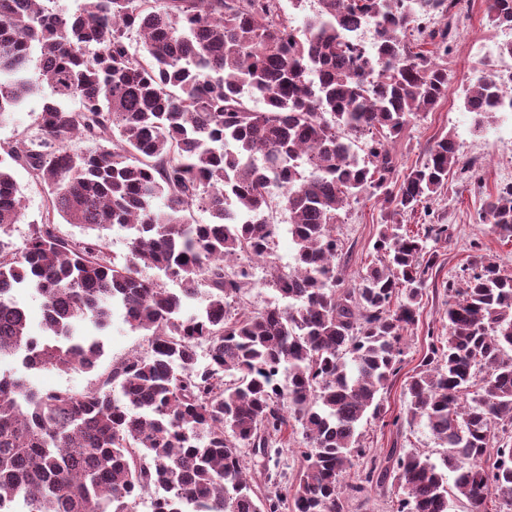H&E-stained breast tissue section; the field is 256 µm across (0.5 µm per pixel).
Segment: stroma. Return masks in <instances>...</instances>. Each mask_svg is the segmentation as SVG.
<instances>
[{
    "label": "stroma",
    "mask_w": 512,
    "mask_h": 512,
    "mask_svg": "<svg viewBox=\"0 0 512 512\" xmlns=\"http://www.w3.org/2000/svg\"><path fill=\"white\" fill-rule=\"evenodd\" d=\"M505 41H512V31L489 22L485 0H471L469 14L459 18L455 39L448 51L447 98L434 111L411 119L395 145L399 168L404 171L421 163L436 139L454 134L463 159L475 161L480 185L475 188L454 181V193L441 195L431 203L441 223L448 225L450 237L437 246V263L432 270L434 286L416 323L404 334L398 372L380 392L382 411L361 429L359 444L370 457H384L388 448L398 446L421 453L433 463H441L446 450L425 423L406 420L409 401L406 385L421 363L430 336L442 340L448 336V281L461 276L475 246H482L484 253L496 258L505 271L512 273V240L499 239L480 219L485 200L502 181L501 169L512 165V112L498 113L494 122L477 134L472 130L471 114L462 108L464 93L485 61H494L501 69H512V58L498 54L499 45ZM50 94L49 87H41L37 95L0 122V144L35 132L43 100ZM13 176L25 202L24 215L12 226L9 236L10 242L18 247L27 238L33 223L40 221L48 193L45 186L24 169H15ZM377 218L378 206L372 200L361 201L342 211L336 226L341 246L337 260L344 266L347 277H354L357 271L375 261L373 244ZM101 341L104 353L95 371L62 372L50 367L34 372L31 382L40 388L78 394L99 386L112 363L148 350L143 333L131 330L118 309L113 310L111 324Z\"/></svg>",
    "instance_id": "obj_1"
}]
</instances>
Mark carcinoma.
Listing matches in <instances>:
<instances>
[{
  "instance_id": "carcinoma-1",
  "label": "carcinoma",
  "mask_w": 512,
  "mask_h": 512,
  "mask_svg": "<svg viewBox=\"0 0 512 512\" xmlns=\"http://www.w3.org/2000/svg\"><path fill=\"white\" fill-rule=\"evenodd\" d=\"M47 2L0 0V120L40 85L52 91L37 132L0 146V237L23 215L14 168L50 195L21 248L0 240V363L25 369L0 372V512H135L157 484L153 512H348L390 486L403 491L394 512H448L460 496L475 512L491 496L512 510V446L495 434L512 428V273L487 254L448 282V340L430 341L407 384V419L427 421L442 464L392 448L344 482L448 239L429 202L453 189L451 169L474 167L450 134L400 178L394 152L410 119L445 97L439 59L461 0H317L301 27L282 0H76L71 13ZM486 4L512 28V0ZM363 25L378 31L370 50L356 40ZM511 87L512 71L484 65L464 97L475 132L512 110ZM75 139L95 147L73 150ZM372 197L377 261L348 285L334 229L340 210ZM194 205L210 221H189ZM275 205L295 244L288 266L274 253ZM418 210L425 228L412 234L403 221ZM59 217L124 231L125 262L100 235L57 236ZM482 222L512 238V183L488 196ZM244 257L264 263L287 305L236 308L252 274L229 262ZM17 289L43 297L53 340L32 335L5 295ZM115 307L146 354L81 394L32 385L27 373L48 366L94 370ZM292 422L305 464L291 481L267 474L259 496L241 449L267 467Z\"/></svg>"
}]
</instances>
